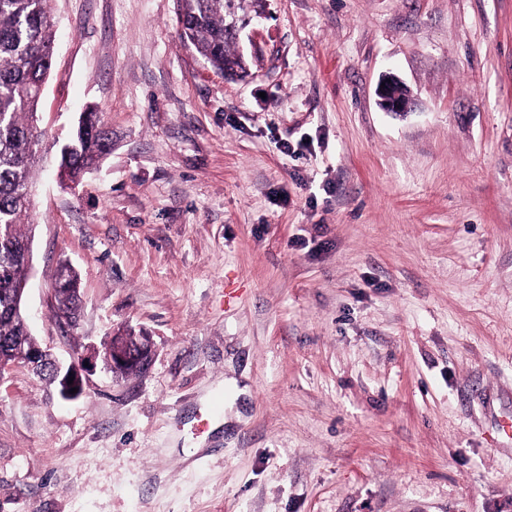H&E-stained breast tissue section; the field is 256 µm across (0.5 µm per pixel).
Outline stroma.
Segmentation results:
<instances>
[{
  "instance_id": "35a3bbf8",
  "label": "stroma",
  "mask_w": 512,
  "mask_h": 512,
  "mask_svg": "<svg viewBox=\"0 0 512 512\" xmlns=\"http://www.w3.org/2000/svg\"><path fill=\"white\" fill-rule=\"evenodd\" d=\"M50 6L28 317L90 362L73 399L0 376V512H512V0H246L243 80L178 0ZM87 105L112 152L69 189ZM391 80V83H388ZM382 82H385V87L381 88ZM402 84L394 77H387L382 80L377 87V96L379 98L380 106L387 112H408L411 108L412 100L408 95H402L395 89ZM403 85V84H402ZM61 274L62 265H59L52 282V291L55 293V307L65 315H73L75 317L81 302L79 277L77 272L73 270L65 278L63 287L59 288L62 278ZM56 288L58 289L56 290ZM119 342L122 343L125 351L135 360V364L129 367L125 372L114 373L112 371L113 367L131 363L133 360L130 357H126L118 346L114 348L111 340L110 356L112 357V365L110 371L117 376L141 372L143 368L139 365L138 359L142 356L143 349L146 348L148 344H152L151 338L146 334H127L120 337Z\"/></svg>"
}]
</instances>
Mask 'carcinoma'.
<instances>
[{"instance_id":"1","label":"carcinoma","mask_w":512,"mask_h":512,"mask_svg":"<svg viewBox=\"0 0 512 512\" xmlns=\"http://www.w3.org/2000/svg\"><path fill=\"white\" fill-rule=\"evenodd\" d=\"M229 0H179L190 43L216 71L245 70L242 57L229 49ZM55 21L48 0H0V362H10L37 347L26 320L11 313L18 289L26 287L29 235L22 219L31 209V172L39 162L45 133L37 129V113L52 66ZM58 156L65 175L74 181L112 150V132L94 107H87L83 126L62 144ZM81 302L79 277L73 271L55 291L56 308L76 315ZM135 360L151 343L146 334L119 338Z\"/></svg>"}]
</instances>
